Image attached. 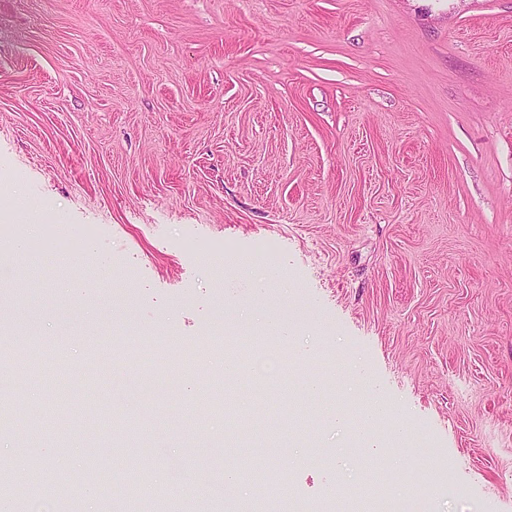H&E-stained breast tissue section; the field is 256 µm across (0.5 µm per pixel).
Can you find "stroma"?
Here are the masks:
<instances>
[{"label":"stroma","instance_id":"stroma-1","mask_svg":"<svg viewBox=\"0 0 512 512\" xmlns=\"http://www.w3.org/2000/svg\"><path fill=\"white\" fill-rule=\"evenodd\" d=\"M17 191L40 222L0 214V248L60 263L0 267V350L33 361L0 376V500L39 458L80 512H147L145 483L229 512L248 448L296 512H394L415 452L427 512H512V0H0ZM52 400L79 430L17 432Z\"/></svg>","mask_w":512,"mask_h":512}]
</instances>
